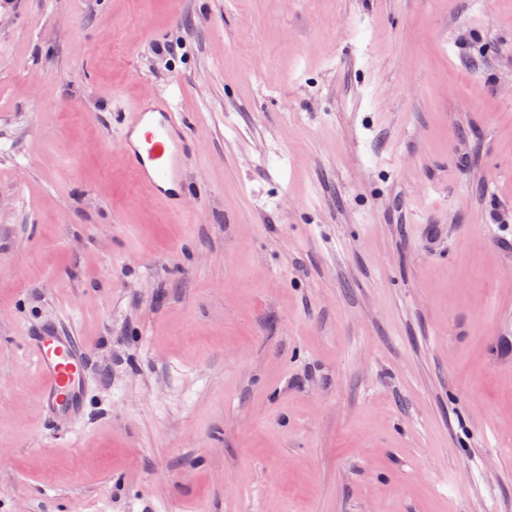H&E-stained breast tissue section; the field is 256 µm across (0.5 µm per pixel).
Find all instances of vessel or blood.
<instances>
[{
  "mask_svg": "<svg viewBox=\"0 0 512 512\" xmlns=\"http://www.w3.org/2000/svg\"><path fill=\"white\" fill-rule=\"evenodd\" d=\"M121 153L139 187L171 211L182 208L191 147L185 117L170 97L137 104L122 132ZM26 349L44 378L40 404L45 414L67 424L83 415L87 355L74 337L47 327L28 337Z\"/></svg>",
  "mask_w": 512,
  "mask_h": 512,
  "instance_id": "obj_1",
  "label": "vessel or blood"
}]
</instances>
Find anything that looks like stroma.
Listing matches in <instances>:
<instances>
[{
    "mask_svg": "<svg viewBox=\"0 0 512 512\" xmlns=\"http://www.w3.org/2000/svg\"><path fill=\"white\" fill-rule=\"evenodd\" d=\"M0 512H512V0H0ZM121 154L139 187L174 212L182 209L191 147L185 117L169 96L137 104L126 117ZM26 349L44 378L40 404L46 415L74 424L83 415V383L88 372L87 355L69 336L53 327L28 336Z\"/></svg>",
    "mask_w": 512,
    "mask_h": 512,
    "instance_id": "35a3bbf8",
    "label": "stroma"
}]
</instances>
